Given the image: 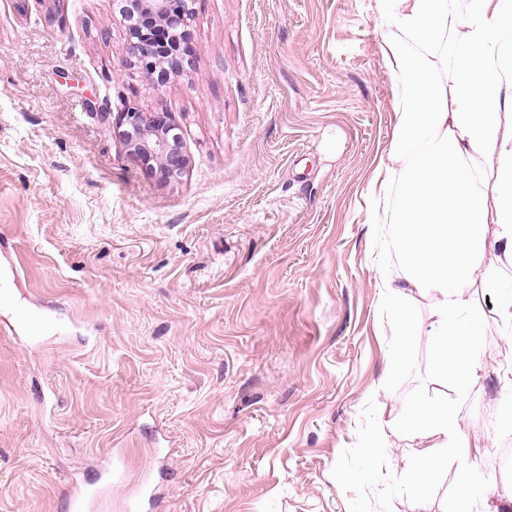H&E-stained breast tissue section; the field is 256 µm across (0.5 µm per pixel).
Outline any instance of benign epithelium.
Masks as SVG:
<instances>
[{"label": "benign epithelium", "mask_w": 512, "mask_h": 512, "mask_svg": "<svg viewBox=\"0 0 512 512\" xmlns=\"http://www.w3.org/2000/svg\"><path fill=\"white\" fill-rule=\"evenodd\" d=\"M134 2L139 13L174 29L186 26L188 17L193 14V9L178 7L175 0ZM129 32L133 38L131 54L145 62L150 88L162 89L165 81L154 76L156 65L149 62L155 54L152 40L133 26L129 27ZM115 125L127 153L161 179H177L188 168L189 159L170 113L141 112L123 104L117 112Z\"/></svg>", "instance_id": "obj_1"}]
</instances>
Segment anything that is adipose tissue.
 <instances>
[{
    "instance_id": "adipose-tissue-1",
    "label": "adipose tissue",
    "mask_w": 512,
    "mask_h": 512,
    "mask_svg": "<svg viewBox=\"0 0 512 512\" xmlns=\"http://www.w3.org/2000/svg\"><path fill=\"white\" fill-rule=\"evenodd\" d=\"M381 52L391 71L418 79L396 112L390 145L378 158L374 183L388 193L400 178L393 215L402 277L384 279L402 344L420 332L432 339L435 373L453 376V403L418 400L402 427L427 441L432 454L409 461L416 488L411 512H430L427 484L447 467L459 480L461 507L512 512V484L474 489L469 473L480 445L461 431L467 399L485 354L512 358V291L502 295L498 318L505 329L486 335L472 290H498L512 270V101L502 95L507 77L502 56L512 48V0H470L467 14L448 0H377ZM450 70V84L437 79ZM497 202L487 213V198ZM498 247L487 259L488 246ZM433 302L420 326L405 303Z\"/></svg>"
}]
</instances>
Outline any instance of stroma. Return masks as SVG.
Here are the masks:
<instances>
[{
	"label": "stroma",
	"mask_w": 512,
	"mask_h": 512,
	"mask_svg": "<svg viewBox=\"0 0 512 512\" xmlns=\"http://www.w3.org/2000/svg\"><path fill=\"white\" fill-rule=\"evenodd\" d=\"M115 0H0V273L59 309L33 340L0 303V512H66L103 453L122 512L168 448L157 512H409L399 421L454 399L429 336L400 346L396 194L376 196L405 88L375 0H195L192 62L161 92ZM171 113L176 180L128 155L86 98ZM401 364H394L395 352ZM512 363L487 359L465 431L512 482Z\"/></svg>",
	"instance_id": "obj_1"
}]
</instances>
